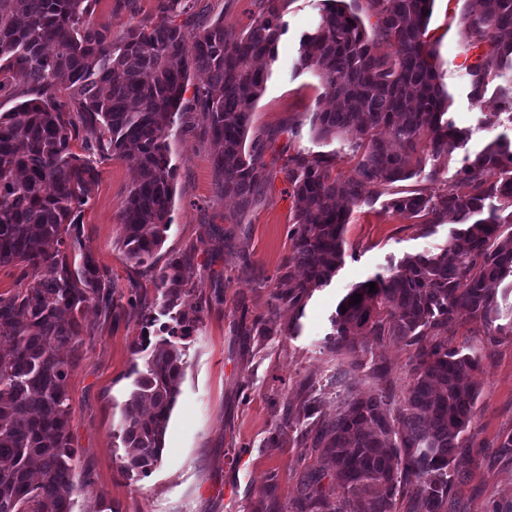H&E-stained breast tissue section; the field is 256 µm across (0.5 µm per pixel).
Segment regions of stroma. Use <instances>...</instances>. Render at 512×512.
I'll list each match as a JSON object with an SVG mask.
<instances>
[{
  "label": "stroma",
  "mask_w": 512,
  "mask_h": 512,
  "mask_svg": "<svg viewBox=\"0 0 512 512\" xmlns=\"http://www.w3.org/2000/svg\"><path fill=\"white\" fill-rule=\"evenodd\" d=\"M157 0H97L91 25L106 27L113 39L154 17ZM285 31L266 87L253 107L250 138L266 140L263 161L270 174L257 205L240 213L234 200L218 195L213 149L188 113L175 123L167 143L176 167L172 225L162 247L147 264L127 259L120 244V216L127 190L136 177L133 159L106 155L100 176L88 191L80 214V235L101 269L115 285V316L88 309L93 335L67 380L72 410L70 444L76 451L77 479L91 487L76 492L73 512H295L308 476L327 462L311 438L299 437L289 420L313 426L335 413L343 390L368 395L372 371L383 367L396 389L407 383L411 347L393 340L368 343L356 352L338 354L324 338L342 297L356 284L385 272L408 255L436 251L448 243L449 225L421 235L416 225L387 208L392 192H437L424 173L370 188V203L354 207L344 233V260L330 284L316 289L303 307L275 299L276 280L289 252L288 231L296 201L280 167L289 155H335V172L354 165L342 139H314L313 112L331 107L321 79L298 68L303 36L316 23L323 0H284ZM262 0H194V20L223 21L225 31L239 33L256 16ZM472 0H435L428 35L436 52L440 81L450 102L449 116L467 133V144L444 166L443 178L461 193L468 187L457 171L465 154L479 151L498 136L512 139L511 110L504 102L501 79L491 80L482 103L470 98L468 26ZM190 258V288L185 305L222 292V302L201 315L184 339L187 367L171 414L158 465L128 477L121 468L122 409L134 387L133 343L139 336L159 340L147 330V316L159 315V276L175 258ZM138 308L127 306L130 294ZM249 315H275L271 336L239 332L240 308ZM445 337L458 348L485 345L487 357L476 373L479 397L471 428L474 446L459 455V476L445 512H512V334L487 337L480 324L462 319L449 323Z\"/></svg>",
  "instance_id": "1"
}]
</instances>
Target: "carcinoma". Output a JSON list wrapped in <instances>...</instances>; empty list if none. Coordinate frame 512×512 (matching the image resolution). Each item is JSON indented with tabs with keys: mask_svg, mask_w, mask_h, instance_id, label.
<instances>
[{
	"mask_svg": "<svg viewBox=\"0 0 512 512\" xmlns=\"http://www.w3.org/2000/svg\"><path fill=\"white\" fill-rule=\"evenodd\" d=\"M95 0H0V91L23 87L25 100L0 113V266H19L31 283L0 294V512H72L75 449L70 447L67 379L84 345L85 310L112 312L115 289L80 238L78 210L98 176L97 157L133 150L137 176L121 212L120 243L127 258L144 265L171 227V164L166 141L175 117L198 113L215 151L218 191L246 211L266 181L264 144H246L251 109L262 95L284 32L282 0L262 10L238 36L224 23L188 29L190 0H158L150 21L131 26L118 42L88 22ZM375 18L366 28L344 0H327L314 29L301 42L298 66L313 69L333 110L313 114L319 140L341 138L357 158L348 175H332L334 159L296 154L281 169L299 202L280 267L277 299L302 306L327 285L344 259L343 232L368 186L406 180L464 146L463 131L444 118L448 94L440 84L427 29L434 0H364ZM469 46L486 47L470 71V96L482 100L489 80L512 71V0H477ZM393 51H377L378 42ZM206 75L185 94L190 72ZM63 85L68 102L58 101ZM80 113L85 136L72 150ZM469 191L445 186L436 194L405 191L389 208L426 229L451 222L448 245L390 264L387 274L352 288L336 310L326 347L354 353L367 341L398 340L415 347L403 397L393 396L385 371L372 376L377 392L346 393L336 413L321 419L313 447L333 467L339 503L331 506L314 474L296 512H397L408 495L413 512H442L456 478L458 454L473 447L469 427L479 396L473 372L477 350L462 352L439 340L458 317L491 326L499 319L497 295L512 278V142L494 140L459 170ZM304 278L288 275V268ZM189 264L168 263L157 285L172 324L155 345L133 343L145 354L134 364L135 389L121 421L123 471L146 474L161 460L171 412L186 367L183 346L203 308L182 309ZM362 301L352 303L353 295ZM244 335L274 332L273 321L246 322Z\"/></svg>",
	"mask_w": 512,
	"mask_h": 512,
	"instance_id": "carcinoma-1",
	"label": "carcinoma"
}]
</instances>
